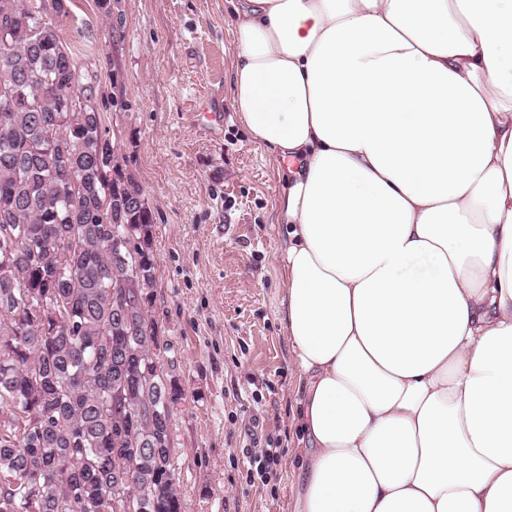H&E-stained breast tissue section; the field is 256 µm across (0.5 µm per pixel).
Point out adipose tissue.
<instances>
[{"mask_svg": "<svg viewBox=\"0 0 512 512\" xmlns=\"http://www.w3.org/2000/svg\"><path fill=\"white\" fill-rule=\"evenodd\" d=\"M276 164L292 512H512V0H227Z\"/></svg>", "mask_w": 512, "mask_h": 512, "instance_id": "ef3b65f1", "label": "adipose tissue"}]
</instances>
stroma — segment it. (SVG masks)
Segmentation results:
<instances>
[{
    "mask_svg": "<svg viewBox=\"0 0 512 512\" xmlns=\"http://www.w3.org/2000/svg\"><path fill=\"white\" fill-rule=\"evenodd\" d=\"M224 2L120 0L107 21L95 0H69L60 37L153 213L150 315L181 391L171 446L182 512H292L296 375L277 318L273 222L281 183L233 108ZM216 102L220 125L207 114ZM260 448L280 451L272 479L251 462Z\"/></svg>",
    "mask_w": 512,
    "mask_h": 512,
    "instance_id": "stroma-1",
    "label": "stroma"
}]
</instances>
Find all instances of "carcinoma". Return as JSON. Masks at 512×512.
Masks as SVG:
<instances>
[{
	"mask_svg": "<svg viewBox=\"0 0 512 512\" xmlns=\"http://www.w3.org/2000/svg\"><path fill=\"white\" fill-rule=\"evenodd\" d=\"M56 2L0 0V90L23 97L0 100V512H114L116 485L133 512H181L152 211L71 85Z\"/></svg>",
	"mask_w": 512,
	"mask_h": 512,
	"instance_id": "carcinoma-1",
	"label": "carcinoma"
}]
</instances>
